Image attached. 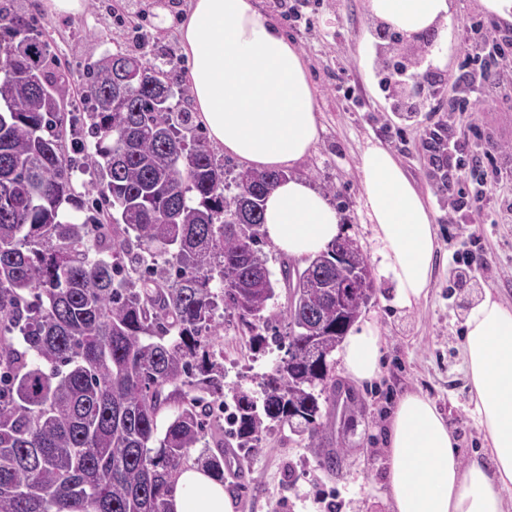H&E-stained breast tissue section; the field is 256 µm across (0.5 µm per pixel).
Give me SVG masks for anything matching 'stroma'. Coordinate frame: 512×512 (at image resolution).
<instances>
[{
	"mask_svg": "<svg viewBox=\"0 0 512 512\" xmlns=\"http://www.w3.org/2000/svg\"><path fill=\"white\" fill-rule=\"evenodd\" d=\"M163 0H140L148 12V36L142 42L129 39L101 9L100 0H86L78 15H53L46 0H23V4L46 28L56 56L67 62L70 78L67 101L81 94L79 74L84 66L105 53L135 52L146 48L159 59L171 81L186 82L187 62L181 52L178 19L190 0H172L175 9L161 20L157 9ZM280 0H254L256 9L275 22L299 48L314 87V112L321 128L320 139L291 173L308 179L321 190L341 215L342 235L354 241L370 267H377V244L363 205L357 169L365 148L378 144L403 167L415 188L425 197L434 218L436 255L432 285L413 309L393 305V283L375 277V293L363 308L361 320L376 322L385 340L378 378L357 384L346 378L338 355L329 358L331 373L343 393L354 401L352 417L328 416L330 435L340 442L335 471L321 468L303 437L288 428L269 431L258 452L234 449L242 475L228 474L224 488L234 500V512H388L382 484L384 427L397 399L408 391L425 395L445 419L456 440L462 461L483 454L487 440L471 402V385L462 356L465 323L471 308L492 296L512 309V222L490 224L488 212L501 198L512 197V160H501L500 173L483 186L484 208H451L447 196L439 195L426 144L436 127L454 129L473 139L475 133L505 148H512V51L496 68L499 88L481 94L473 109L431 111L422 104L411 117L395 112L393 100L379 84L381 57L363 59L360 46L375 32L365 0H320L308 21L289 22L282 15ZM453 19L447 45H432L425 66L432 73L436 95L445 99L464 95L461 79V26L470 17L486 18L480 0H453ZM354 88L346 98V88ZM474 237L485 257L482 269L451 271L453 247L450 236ZM262 250L273 278L281 276L287 257L271 242ZM269 304L279 315L278 342L261 352H250L236 328L237 319L225 315L220 340L224 344V382L257 390L264 373L287 354L288 325L281 318L288 305V289L280 283Z\"/></svg>",
	"mask_w": 512,
	"mask_h": 512,
	"instance_id": "1",
	"label": "stroma"
}]
</instances>
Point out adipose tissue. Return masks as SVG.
Segmentation results:
<instances>
[{
	"label": "adipose tissue",
	"mask_w": 512,
	"mask_h": 512,
	"mask_svg": "<svg viewBox=\"0 0 512 512\" xmlns=\"http://www.w3.org/2000/svg\"><path fill=\"white\" fill-rule=\"evenodd\" d=\"M453 0H367L370 16L404 36L452 20ZM197 119L210 139L251 168L292 166L319 138L313 90L297 47L252 0H191L180 26ZM364 206L377 243L379 271L395 286L398 307L425 298L432 283L436 234L424 198L380 145L361 154ZM264 231L295 259L314 257L339 234V215L304 179L276 185L264 204ZM383 342L365 322L342 342L344 373L354 382L380 371ZM487 458L461 462L444 418L421 394L393 411L385 449L390 512H512V309L485 297L470 311L463 344ZM168 512H234L224 484L184 466L167 497Z\"/></svg>",
	"instance_id": "ef3b65f1"
}]
</instances>
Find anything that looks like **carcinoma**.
<instances>
[{
  "label": "carcinoma",
  "instance_id": "obj_1",
  "mask_svg": "<svg viewBox=\"0 0 512 512\" xmlns=\"http://www.w3.org/2000/svg\"><path fill=\"white\" fill-rule=\"evenodd\" d=\"M0 46V512H168L189 450L215 429L220 446L257 451L287 426L336 470L322 406L336 401L328 357L374 291L359 247L339 239L295 272L288 357L261 394L224 388L218 309L256 353L275 321L259 244L288 173L242 169L230 193L224 160L178 111L188 90L146 53L104 54L68 110L67 75L14 0ZM141 71L156 82L117 85ZM164 408L176 413L160 435ZM197 462L224 479V452Z\"/></svg>",
  "mask_w": 512,
  "mask_h": 512
}]
</instances>
